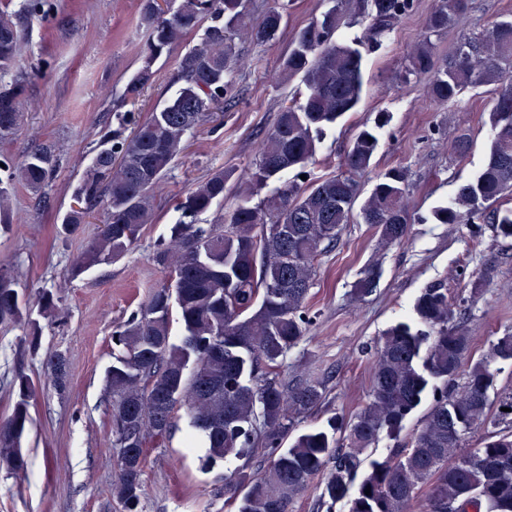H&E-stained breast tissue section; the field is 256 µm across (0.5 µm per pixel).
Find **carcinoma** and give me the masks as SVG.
<instances>
[{
	"mask_svg": "<svg viewBox=\"0 0 512 512\" xmlns=\"http://www.w3.org/2000/svg\"><path fill=\"white\" fill-rule=\"evenodd\" d=\"M331 3L297 32L282 62L283 81L300 74L305 92L281 108L254 172L238 180L237 205L222 224L205 228L194 222L224 199L230 171L218 169L187 192L177 204L169 240L156 253L171 285L155 289L113 334L116 352L106 388L119 474L112 492L125 512H138L147 443L167 437L182 405L188 416L186 446L206 449L204 465L241 462L224 476L225 502L235 512H290L320 473L321 497L348 501L349 512H407L423 490L426 512H512V392L501 397L488 421L491 364L512 359V335L499 338L487 356L471 359L474 337L455 323L448 289L440 285L417 297L412 322H399L382 336L371 394L360 411L291 435L292 415L317 407L324 395L308 382H284L280 368L306 335L305 301L318 257L350 222L359 198L357 175L371 168L378 137L371 128L360 130L336 175L304 187L287 175L305 167L318 136L359 103L363 49L380 44L413 7V0ZM471 8L472 0H436L403 72L427 77L430 96L441 104L466 88L493 86L488 158L433 217L440 224H466L488 211L497 235L512 238V208L503 207L512 195V20L463 39L441 65L431 40ZM206 20L211 25L204 38L178 63L175 94L137 122L130 136L108 135L112 146L92 157L76 193L82 206L65 215L62 227L74 231L99 206L105 224L73 262V274L115 261L132 248L152 221L156 189L183 153L185 137L224 104L239 62L235 31L249 28L257 41H269L280 33L284 16L274 7L254 19L244 0H178L167 11L158 0H144L139 22L148 37L126 97L144 95L154 83L156 60ZM352 22L365 25L355 47L336 40L338 29ZM22 46L21 13L1 8V70L17 65ZM21 93L19 85L0 88V140L23 126ZM55 167L54 151L43 147L6 166V182L37 192ZM408 187L402 168L379 173L361 207L363 223L385 244L406 238ZM264 188L266 195L252 203ZM58 303L45 289L33 300L45 318L56 315ZM26 305L12 271L0 266V323L21 322ZM174 311L182 329L177 339ZM11 387L16 402L0 425V469L17 472L27 468L21 442L32 422L36 384L19 375ZM428 389L433 400L410 444L362 468L361 455L382 432L397 437ZM488 422L504 428L479 448L465 447L463 432ZM342 432L345 437L337 439Z\"/></svg>",
	"mask_w": 512,
	"mask_h": 512,
	"instance_id": "cac0c4a2",
	"label": "carcinoma"
}]
</instances>
